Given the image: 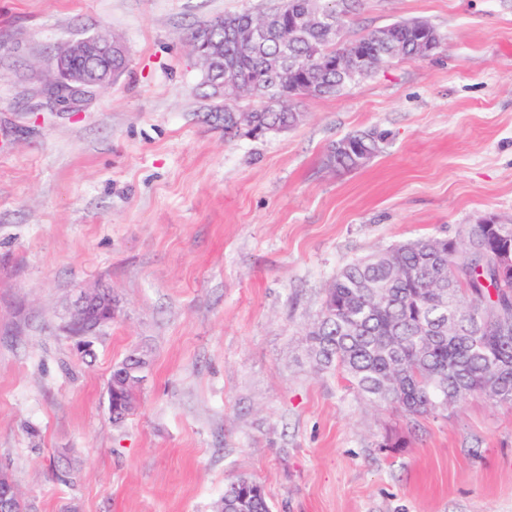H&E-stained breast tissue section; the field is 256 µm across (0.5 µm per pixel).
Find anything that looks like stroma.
<instances>
[{"label": "stroma", "mask_w": 512, "mask_h": 512, "mask_svg": "<svg viewBox=\"0 0 512 512\" xmlns=\"http://www.w3.org/2000/svg\"><path fill=\"white\" fill-rule=\"evenodd\" d=\"M277 2L0 0V469L27 512H215L240 475L272 512H512V405L400 416L305 342L348 263L512 222V0H361L347 37L421 19L439 49L225 139L192 39ZM96 33L125 71L56 105L54 56ZM370 129L367 166L327 165ZM102 289L118 309L85 358L64 327ZM134 350L147 380L116 426L106 384ZM347 141L352 145L351 153L342 152L339 147L342 141ZM381 136L372 131H354L348 133L335 143H333L326 155L327 165L352 171L362 168L365 165L363 157L360 155L367 146H371L375 151L380 149Z\"/></svg>", "instance_id": "obj_1"}]
</instances>
